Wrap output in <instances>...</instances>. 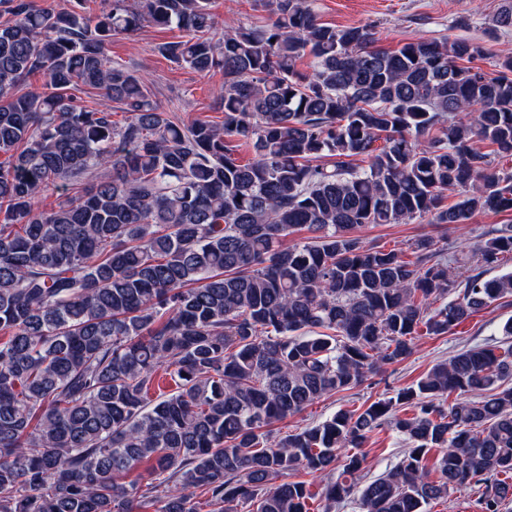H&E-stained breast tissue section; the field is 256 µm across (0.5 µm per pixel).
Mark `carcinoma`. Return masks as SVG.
<instances>
[{"label":"carcinoma","instance_id":"cac0c4a2","mask_svg":"<svg viewBox=\"0 0 512 512\" xmlns=\"http://www.w3.org/2000/svg\"><path fill=\"white\" fill-rule=\"evenodd\" d=\"M83 2L0 0V512H199L198 493L210 512H313L309 484L283 480L300 469L322 512H426L468 486L479 512H502L512 318L502 340L364 409L274 426L512 297V271L484 277L512 255V225L456 278L431 237L407 261L358 235L512 209V55L489 75L467 39L381 50L367 26L321 22L316 0H272L270 23L223 30L211 0ZM151 25L184 33L160 46L168 59L224 74L222 123L171 118L112 60V38ZM36 73L42 89L15 93ZM80 86L125 122L82 105ZM161 371L175 390L157 402ZM375 431L410 448L365 482ZM145 462L162 480L126 481ZM75 94L81 98L83 104L86 105L88 109L110 108L112 112H115L114 120L122 121L127 115L122 112L120 104L107 99L103 93L97 89H78L75 91Z\"/></svg>","mask_w":512,"mask_h":512}]
</instances>
